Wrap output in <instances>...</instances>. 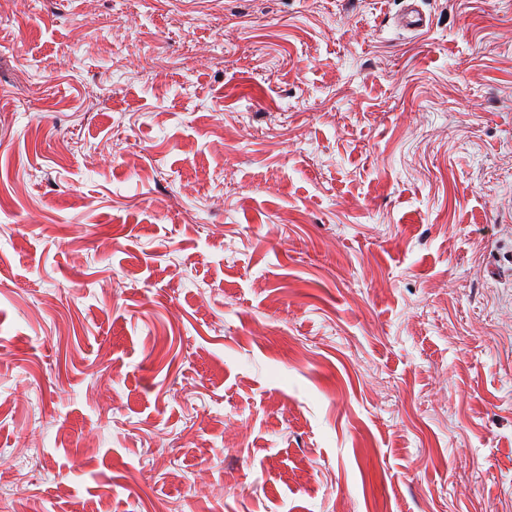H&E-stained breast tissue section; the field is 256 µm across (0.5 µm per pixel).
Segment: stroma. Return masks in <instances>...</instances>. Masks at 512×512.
I'll list each match as a JSON object with an SVG mask.
<instances>
[{
  "mask_svg": "<svg viewBox=\"0 0 512 512\" xmlns=\"http://www.w3.org/2000/svg\"><path fill=\"white\" fill-rule=\"evenodd\" d=\"M0 0V512H512V0ZM421 0H402L403 8L397 16V25L406 31L420 34L426 31L430 22L420 8Z\"/></svg>",
  "mask_w": 512,
  "mask_h": 512,
  "instance_id": "stroma-1",
  "label": "stroma"
}]
</instances>
